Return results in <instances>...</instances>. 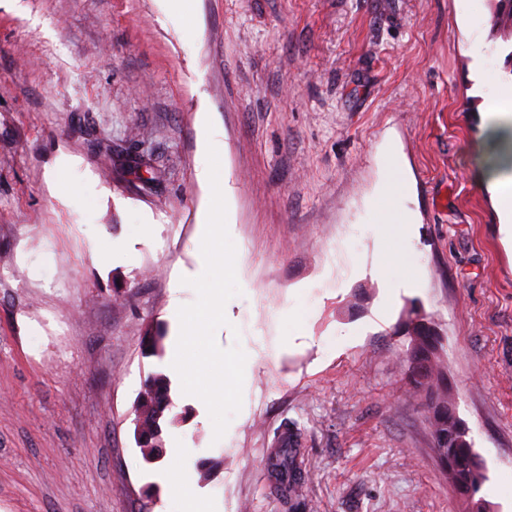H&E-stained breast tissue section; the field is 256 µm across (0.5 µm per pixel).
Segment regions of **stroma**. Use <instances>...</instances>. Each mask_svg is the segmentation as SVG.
Segmentation results:
<instances>
[{
  "mask_svg": "<svg viewBox=\"0 0 512 512\" xmlns=\"http://www.w3.org/2000/svg\"><path fill=\"white\" fill-rule=\"evenodd\" d=\"M493 0H0V512H159L135 406L162 358L142 339L202 261L200 102L224 143L240 295L221 347L251 363L214 441L170 380L185 462L210 512H302L267 460L303 432L315 512H464L441 472L395 332L416 304L443 337L451 397L512 512V243L488 176L512 165L485 101L512 84ZM76 160L58 173L61 155ZM161 172L144 188L130 169ZM401 172L395 196L381 185ZM413 220L404 241L376 224ZM156 231L138 237L137 226ZM133 240L104 259L103 239ZM401 249L386 298L375 272ZM293 311L289 320L278 313Z\"/></svg>",
  "mask_w": 512,
  "mask_h": 512,
  "instance_id": "stroma-1",
  "label": "stroma"
}]
</instances>
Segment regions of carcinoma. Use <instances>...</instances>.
Returning <instances> with one entry per match:
<instances>
[{
    "mask_svg": "<svg viewBox=\"0 0 512 512\" xmlns=\"http://www.w3.org/2000/svg\"><path fill=\"white\" fill-rule=\"evenodd\" d=\"M492 28L512 34V0H495ZM441 349L440 336L428 328L420 329L416 335L409 337L401 372L408 389L426 398L425 411L432 432L433 449L442 470L451 484L461 485L470 493L469 512H485V503L477 497L486 480L483 463L473 443L460 442L458 437L449 435L457 428L459 421L448 413L450 401L448 394L442 390L446 375L439 355ZM169 391L170 381L161 372L152 374L146 380L138 398L143 436L160 435L165 422H174V419L167 418ZM275 447L278 451L269 460V466L279 475L275 490L279 496L290 498L297 495L305 482L303 461L298 459L300 434L293 429H285L277 436Z\"/></svg>",
    "mask_w": 512,
    "mask_h": 512,
    "instance_id": "carcinoma-1",
    "label": "carcinoma"
}]
</instances>
